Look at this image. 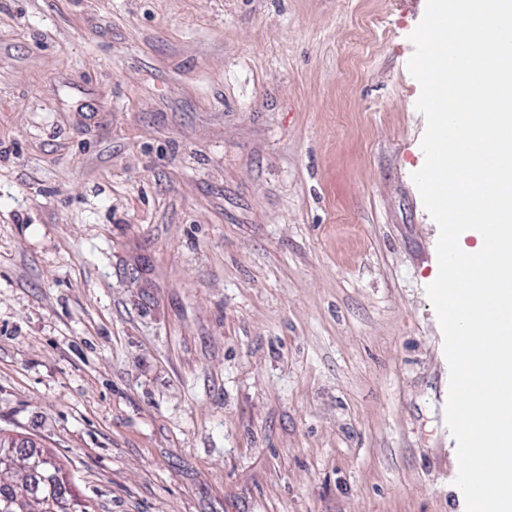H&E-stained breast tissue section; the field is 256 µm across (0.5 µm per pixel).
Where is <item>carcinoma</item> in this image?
I'll list each match as a JSON object with an SVG mask.
<instances>
[{
	"label": "carcinoma",
	"mask_w": 512,
	"mask_h": 512,
	"mask_svg": "<svg viewBox=\"0 0 512 512\" xmlns=\"http://www.w3.org/2000/svg\"><path fill=\"white\" fill-rule=\"evenodd\" d=\"M12 446V470L9 484L0 486V507L10 503L8 512H88V506L72 489V483L59 463L29 473L27 460L35 455L28 448H17L15 442L0 437V444Z\"/></svg>",
	"instance_id": "1"
}]
</instances>
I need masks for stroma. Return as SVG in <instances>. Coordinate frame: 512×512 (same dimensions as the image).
I'll return each instance as SVG.
<instances>
[{
    "instance_id": "obj_1",
    "label": "stroma",
    "mask_w": 512,
    "mask_h": 512,
    "mask_svg": "<svg viewBox=\"0 0 512 512\" xmlns=\"http://www.w3.org/2000/svg\"><path fill=\"white\" fill-rule=\"evenodd\" d=\"M425 5L0 0V434L90 512H466Z\"/></svg>"
}]
</instances>
